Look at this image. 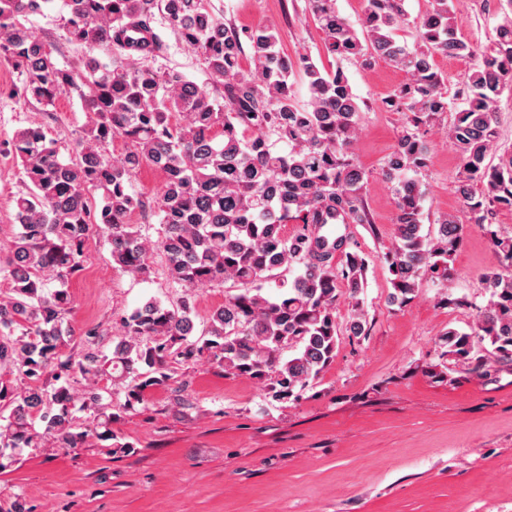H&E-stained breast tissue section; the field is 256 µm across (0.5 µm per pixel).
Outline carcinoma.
I'll use <instances>...</instances> for the list:
<instances>
[{"instance_id": "cac0c4a2", "label": "carcinoma", "mask_w": 512, "mask_h": 512, "mask_svg": "<svg viewBox=\"0 0 512 512\" xmlns=\"http://www.w3.org/2000/svg\"><path fill=\"white\" fill-rule=\"evenodd\" d=\"M50 2L0 0V64L22 77L24 101L48 107L75 94L90 121L67 161L40 125L8 142L26 189L15 198L20 230L0 254V277L10 285L0 299V368L17 374L0 378V457L44 440L78 448L90 437L109 439L105 427L116 414L106 413L100 380H132L123 404L131 409L171 379L172 365L205 353L224 374L261 384L275 401L299 397L336 357L340 298L353 310L346 331L360 337L368 325L359 302L366 259L333 231L371 223L366 172L353 152L362 109L344 70L321 67L308 53L288 55L276 27L238 26L216 16L208 0H64L67 39L86 54L61 65L55 47L27 26ZM404 2L366 0L357 29L336 0H309L326 54L367 68L381 59L405 75L381 100L384 111L404 116L383 166L395 195L385 261L400 305L415 297L426 273L448 278L463 240L451 213L424 229L415 178L428 167L420 131L451 108L437 55L473 61L448 128L460 158L455 193L479 224L491 207L512 210V149H500L497 119L498 97L512 88V20L478 50L457 37L452 0H432L414 21ZM408 23L417 32L412 48L396 39ZM169 32L199 52L219 90L176 69L146 67L167 53ZM100 46L112 52V67L91 56ZM296 78L307 91L302 104ZM116 140L124 151L114 158L108 147ZM145 166L163 176L152 202L131 192ZM136 210L159 217L160 240L129 223ZM289 224L300 228L288 235ZM94 232L109 243L113 267L132 276H150L151 254L159 251L182 295L171 306L150 299L122 317L111 354L89 351L74 360L61 354L73 336L69 281L82 270ZM488 234L498 267L483 277L486 302L471 332L450 327L442 338V356L476 374L512 365V233ZM228 281L235 292L211 311L201 339L189 341L196 289ZM80 380L96 418L78 431L72 409Z\"/></svg>"}]
</instances>
